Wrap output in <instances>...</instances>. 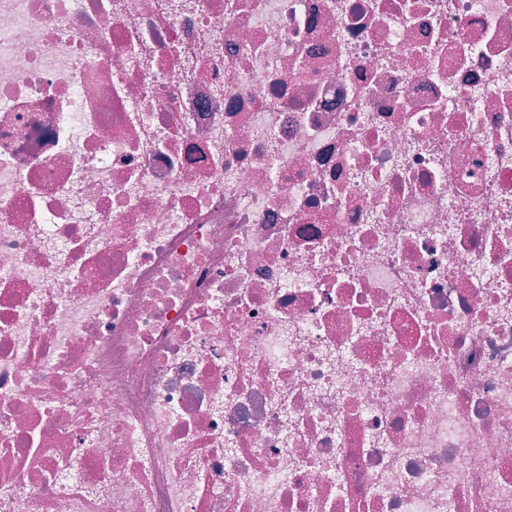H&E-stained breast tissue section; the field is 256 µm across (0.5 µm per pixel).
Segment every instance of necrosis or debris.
Instances as JSON below:
<instances>
[{
	"label": "necrosis or debris",
	"mask_w": 512,
	"mask_h": 512,
	"mask_svg": "<svg viewBox=\"0 0 512 512\" xmlns=\"http://www.w3.org/2000/svg\"><path fill=\"white\" fill-rule=\"evenodd\" d=\"M0 512H512V0H0Z\"/></svg>",
	"instance_id": "necrosis-or-debris-1"
}]
</instances>
